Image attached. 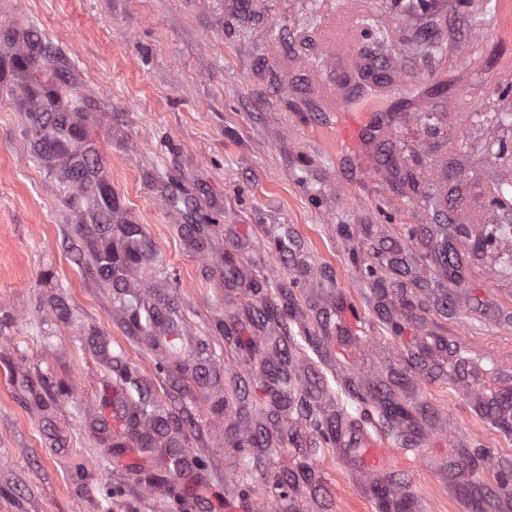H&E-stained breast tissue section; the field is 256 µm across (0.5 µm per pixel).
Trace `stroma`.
Here are the masks:
<instances>
[{"label":"stroma","instance_id":"1","mask_svg":"<svg viewBox=\"0 0 512 512\" xmlns=\"http://www.w3.org/2000/svg\"><path fill=\"white\" fill-rule=\"evenodd\" d=\"M350 11L394 79L344 86L379 118L344 153L315 38ZM28 48L45 71L0 80V512H379L349 381L415 415L407 512H512V0H0V64ZM48 74L80 97L66 154ZM129 225L142 258L107 269Z\"/></svg>","mask_w":512,"mask_h":512}]
</instances>
